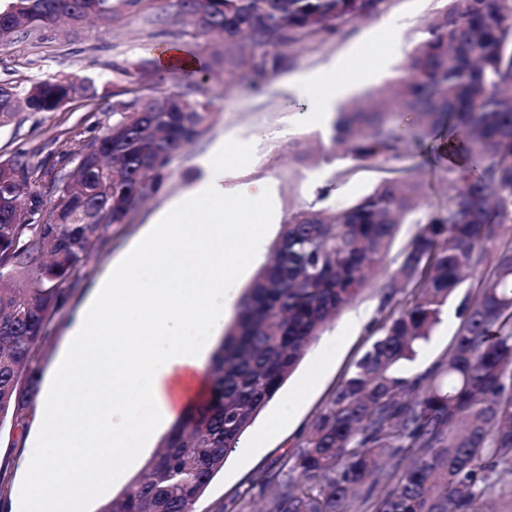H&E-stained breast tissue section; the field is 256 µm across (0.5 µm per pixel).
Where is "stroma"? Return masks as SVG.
Returning <instances> with one entry per match:
<instances>
[{
  "label": "stroma",
  "instance_id": "obj_1",
  "mask_svg": "<svg viewBox=\"0 0 512 512\" xmlns=\"http://www.w3.org/2000/svg\"><path fill=\"white\" fill-rule=\"evenodd\" d=\"M442 0H388L386 10L368 20L354 22L334 35L301 45L290 66L260 82L258 87L227 85L223 71L209 74L203 87L214 97L219 116L215 124L194 143L183 148L173 164V172L163 188L130 213L127 223L109 229L104 243L88 253L80 278L73 286L62 310L47 326V340L39 358V394L49 390L54 370L67 340L70 316L81 306L93 285L105 276L119 257L146 230L153 218L171 200L182 194L198 169V161L216 145L224 147V185L227 189L252 181H267L275 188L276 219L263 214L255 223L269 224V239H276L281 220L289 209L315 198L319 188L335 182L327 199L329 206L343 209L372 190L375 172L351 171L350 160L330 158L333 114L323 120L300 117L308 104L328 90L323 76L359 69L362 82L347 91L354 98L366 90L384 85L413 47L425 20L440 10ZM181 24L171 21L147 22L132 16L106 31L89 26L72 36L66 25L53 27L41 40H21L0 51V81L35 79L48 73L76 71L96 86L113 91L117 64H135L156 58L167 46H184L187 38ZM384 51L377 59L369 54L376 46ZM109 122L104 106L69 105L58 112L18 113L13 122L0 128V157L27 152L38 169L42 183H49L63 169L75 163L79 144L102 134ZM300 141L313 147L311 162L290 159L289 144ZM415 173L422 185V206L435 209L448 204V172L433 154L419 148L414 152ZM382 275L327 325L306 355L255 421L254 430L266 433L260 448H234L223 472L211 482L196 505V512H214L223 502L247 501L259 508L267 489L254 486L259 474L276 468L281 459L298 450L308 426L333 396L351 365L371 340L381 313ZM458 319L454 307L445 308L440 323L419 351L416 363L421 375L441 371L448 360ZM291 400L289 416L279 414L281 400ZM42 433L32 417L22 424L0 425V466L6 474L0 481V512L18 508L28 479V454Z\"/></svg>",
  "mask_w": 512,
  "mask_h": 512
}]
</instances>
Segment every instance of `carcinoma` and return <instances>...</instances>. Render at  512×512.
<instances>
[{"label":"carcinoma","mask_w":512,"mask_h":512,"mask_svg":"<svg viewBox=\"0 0 512 512\" xmlns=\"http://www.w3.org/2000/svg\"><path fill=\"white\" fill-rule=\"evenodd\" d=\"M387 0H8L0 49L42 38L59 17L80 34L158 7L192 27L228 84L252 86L289 66L322 33L372 18ZM132 88L108 94L78 72L0 83V127L20 108L58 112L106 102L112 123L83 141L51 182L46 207L26 153L0 160V423L20 422L39 388L46 326L91 246L154 196L185 145L211 126L198 85L153 79L155 63L118 69ZM330 140L352 169L378 174L350 206L332 191L291 208L214 351L209 400L182 416L157 451L97 512H195L228 453L282 388L326 325L385 272L372 341L306 432L300 449L256 482L276 485L263 512H349L357 488L372 512H476L499 473L512 475V0H447L396 75L336 112ZM448 163V206L420 211L410 146ZM32 219L13 222V201ZM422 225L389 267L404 219ZM456 304L446 369L409 378ZM404 452L415 456L401 466Z\"/></svg>","instance_id":"obj_1"}]
</instances>
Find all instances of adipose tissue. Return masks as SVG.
<instances>
[{"mask_svg": "<svg viewBox=\"0 0 512 512\" xmlns=\"http://www.w3.org/2000/svg\"><path fill=\"white\" fill-rule=\"evenodd\" d=\"M219 154L150 224L72 317L70 344L35 411L50 430L30 450L23 512H79L123 478L204 391L205 365L237 298L245 254L258 253L273 190L224 202Z\"/></svg>", "mask_w": 512, "mask_h": 512, "instance_id": "ef3b65f1", "label": "adipose tissue"}]
</instances>
